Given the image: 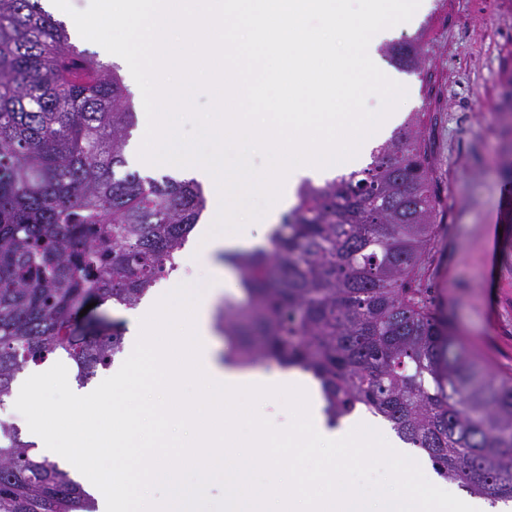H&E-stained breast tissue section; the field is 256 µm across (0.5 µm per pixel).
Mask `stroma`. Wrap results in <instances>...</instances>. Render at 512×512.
<instances>
[{
  "label": "stroma",
  "instance_id": "stroma-1",
  "mask_svg": "<svg viewBox=\"0 0 512 512\" xmlns=\"http://www.w3.org/2000/svg\"><path fill=\"white\" fill-rule=\"evenodd\" d=\"M438 2L426 0L414 23L394 28L397 41L431 31L422 71L377 62L412 87L396 113L402 122L424 115L431 188L447 225L416 285L494 372L512 376V49L499 25L505 0H450L444 10ZM71 376L62 356L20 374L7 400L16 426L29 425L31 400L71 406Z\"/></svg>",
  "mask_w": 512,
  "mask_h": 512
}]
</instances>
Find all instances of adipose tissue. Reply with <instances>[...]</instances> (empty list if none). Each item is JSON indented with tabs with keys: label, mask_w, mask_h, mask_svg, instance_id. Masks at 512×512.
I'll return each instance as SVG.
<instances>
[{
	"label": "adipose tissue",
	"mask_w": 512,
	"mask_h": 512,
	"mask_svg": "<svg viewBox=\"0 0 512 512\" xmlns=\"http://www.w3.org/2000/svg\"><path fill=\"white\" fill-rule=\"evenodd\" d=\"M249 225L235 224L225 232L200 228L184 265L186 274L140 306L126 310L128 334L144 368L118 373L112 401L107 404L112 432L105 442L94 437L56 438L32 426L28 439L40 454L75 463L84 486L96 492L99 512H200L199 496L207 474L224 475L222 512H491L482 499L462 493L449 496L448 484L424 462V481L416 493L394 484L367 498L338 484L341 468L335 458H319L305 467L274 450L276 434L267 417L274 395L288 392L305 397L299 421L288 433L292 448L315 445L336 448H375L379 463L395 465L408 453L386 431L369 422L328 428L320 406L308 398L304 377L294 370L234 367L221 362L210 336L213 308L225 291L218 269L221 254L262 247ZM164 393L163 402L133 404L140 377ZM202 378V399L189 402L181 389L187 380ZM261 398L262 408L243 414V395ZM177 421L192 426L189 443L166 450L158 426ZM151 456H143V449ZM193 467L195 483L184 477ZM165 487L164 498L147 497L149 487Z\"/></svg>",
	"instance_id": "1"
}]
</instances>
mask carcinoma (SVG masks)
I'll return each mask as SVG.
<instances>
[{
  "label": "carcinoma",
  "instance_id": "obj_1",
  "mask_svg": "<svg viewBox=\"0 0 512 512\" xmlns=\"http://www.w3.org/2000/svg\"><path fill=\"white\" fill-rule=\"evenodd\" d=\"M397 68L417 40L389 44ZM67 26L41 0H0V404L18 375L64 353L87 384L124 349L125 324L91 313L136 308L176 260L205 208L194 179L126 169L134 126L118 67L73 79ZM428 146L416 112L362 170L309 181L270 248L224 254L250 309L224 310V362L309 372L329 425L358 404L491 505L512 502V377L475 358L418 297L436 233ZM0 417V512H96L70 474L38 459Z\"/></svg>",
  "mask_w": 512,
  "mask_h": 512
}]
</instances>
